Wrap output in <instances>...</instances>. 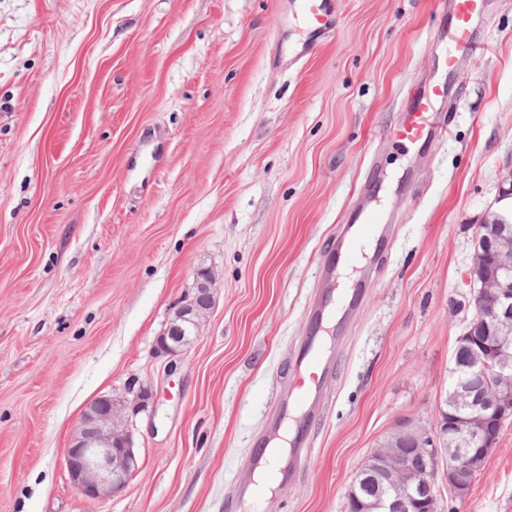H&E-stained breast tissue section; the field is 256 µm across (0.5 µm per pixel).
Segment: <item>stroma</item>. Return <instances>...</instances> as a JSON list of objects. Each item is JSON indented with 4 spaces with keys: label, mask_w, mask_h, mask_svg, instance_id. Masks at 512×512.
Segmentation results:
<instances>
[{
    "label": "stroma",
    "mask_w": 512,
    "mask_h": 512,
    "mask_svg": "<svg viewBox=\"0 0 512 512\" xmlns=\"http://www.w3.org/2000/svg\"><path fill=\"white\" fill-rule=\"evenodd\" d=\"M289 2L0 0V512H225L374 169L390 245L329 330L311 458L250 512H348L397 424L433 425L473 316L475 236L512 169V0H485L484 47L448 80L451 133L420 151L392 131L446 49L437 0H336L298 60ZM204 268L197 340L159 354ZM133 380L152 393L138 469L86 499L64 450ZM439 512H512V419Z\"/></svg>",
    "instance_id": "35a3bbf8"
}]
</instances>
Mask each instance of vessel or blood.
Listing matches in <instances>:
<instances>
[{
  "label": "vessel or blood",
  "mask_w": 512,
  "mask_h": 512,
  "mask_svg": "<svg viewBox=\"0 0 512 512\" xmlns=\"http://www.w3.org/2000/svg\"><path fill=\"white\" fill-rule=\"evenodd\" d=\"M447 10L450 22L447 29L442 30L441 37L448 49L438 58L437 67L450 74L463 56L476 53L481 47L475 24L484 16V0H448ZM292 15L301 21L304 29V38L296 52L300 58L311 52L337 23L333 0H292ZM447 100L446 81L432 79L418 86L411 94L404 118L395 128L397 141L407 149L416 150L429 138L443 134L444 128L439 125L438 117L444 112ZM381 189V183H374L372 193L354 209L345 233L338 238L323 263L322 287L309 307L311 325L305 347L297 357V380L279 398L276 412L267 423L264 439L254 442L246 466L235 478L239 501H253L266 494L267 489L257 481L256 472L270 464L267 456L270 441L279 438L289 422L320 416L324 383L332 357L326 322L341 302L353 304L360 299L357 289L341 292L340 268L354 259L364 241L378 245L388 242L384 233L388 215Z\"/></svg>",
  "instance_id": "vessel-or-blood-1"
}]
</instances>
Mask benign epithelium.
Segmentation results:
<instances>
[{"instance_id": "obj_1", "label": "benign epithelium", "mask_w": 512, "mask_h": 512, "mask_svg": "<svg viewBox=\"0 0 512 512\" xmlns=\"http://www.w3.org/2000/svg\"><path fill=\"white\" fill-rule=\"evenodd\" d=\"M469 283L474 288V329L459 337L467 357L453 361L452 385L457 412L439 406L428 430L404 420L373 453L372 465L382 489L368 499L349 491L350 512H436L438 479H445L456 496H465L475 474L497 448L500 427L512 417V221L495 212L479 226ZM196 303L175 311L159 351L179 356L198 335L194 320L198 305H213V278L206 270L195 276ZM151 392L141 386L129 402L103 396L95 400L78 423L64 463L73 486L84 497L98 500L122 490L138 467L133 431L123 411L136 415L148 407ZM410 435L416 452L427 459L418 467L400 454L397 440Z\"/></svg>"}]
</instances>
